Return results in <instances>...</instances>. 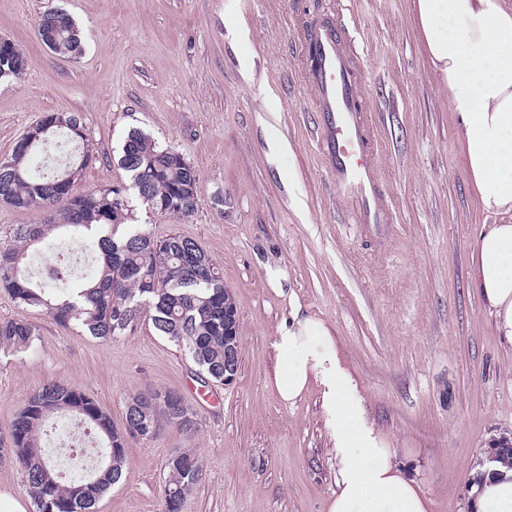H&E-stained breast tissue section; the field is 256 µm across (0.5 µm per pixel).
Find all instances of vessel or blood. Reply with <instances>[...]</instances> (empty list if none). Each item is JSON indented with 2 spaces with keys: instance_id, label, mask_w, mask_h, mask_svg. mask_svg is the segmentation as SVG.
Segmentation results:
<instances>
[{
  "instance_id": "obj_1",
  "label": "vessel or blood",
  "mask_w": 512,
  "mask_h": 512,
  "mask_svg": "<svg viewBox=\"0 0 512 512\" xmlns=\"http://www.w3.org/2000/svg\"><path fill=\"white\" fill-rule=\"evenodd\" d=\"M358 30L343 15L315 18L304 33L303 77L314 95L317 145L352 223L392 228L376 128L357 52Z\"/></svg>"
}]
</instances>
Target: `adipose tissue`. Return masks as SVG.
Masks as SVG:
<instances>
[{
  "mask_svg": "<svg viewBox=\"0 0 512 512\" xmlns=\"http://www.w3.org/2000/svg\"><path fill=\"white\" fill-rule=\"evenodd\" d=\"M420 43L448 89L463 146L464 172L496 224L480 233L472 284L512 343V0H412ZM274 383L292 405L321 392L336 458V488L327 512H432L395 451L369 419L361 387L324 322L293 314L274 339ZM470 512H512V468L485 452L473 471Z\"/></svg>",
  "mask_w": 512,
  "mask_h": 512,
  "instance_id": "obj_1",
  "label": "adipose tissue"
}]
</instances>
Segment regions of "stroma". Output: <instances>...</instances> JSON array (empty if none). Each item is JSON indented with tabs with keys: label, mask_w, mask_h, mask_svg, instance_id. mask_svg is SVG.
<instances>
[{
	"label": "stroma",
	"mask_w": 512,
	"mask_h": 512,
	"mask_svg": "<svg viewBox=\"0 0 512 512\" xmlns=\"http://www.w3.org/2000/svg\"><path fill=\"white\" fill-rule=\"evenodd\" d=\"M66 11L83 52H51L37 32ZM341 10L359 31L381 164L397 212L386 241L344 223L317 151L301 78L304 17ZM0 38L31 66L0 84V158L43 114L79 113L95 157L80 190L128 182L130 129L150 134L200 176L192 216L134 210L155 239L197 241L235 298L239 369L202 385L185 352L151 321L104 341L63 329L0 292V323L39 338L0 350V442L30 395L62 379L115 426L134 393L175 389L197 426L126 439L121 482L98 512H162L168 456L195 452L205 475L184 512H326L336 461L320 394L295 405L274 386L273 340L293 309L324 321L363 389L377 430L433 512H468L467 479L485 449L512 441V346L472 286L475 241L491 224L473 193L410 0H0Z\"/></svg>",
	"instance_id": "obj_1"
}]
</instances>
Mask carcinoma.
I'll list each match as a JSON object with an SVG mask.
<instances>
[{"label": "carcinoma", "mask_w": 512, "mask_h": 512, "mask_svg": "<svg viewBox=\"0 0 512 512\" xmlns=\"http://www.w3.org/2000/svg\"><path fill=\"white\" fill-rule=\"evenodd\" d=\"M38 35L53 34L50 50L63 57L82 52L73 19L62 10L39 16ZM30 61L14 42L0 40V82L20 79ZM77 112H47L29 128L10 157L0 161V201L38 215L34 224H18L14 240L0 244V290L21 309H40L67 330L112 340L132 333L142 319L183 348L197 371L212 383L224 381V357L238 355L237 306L224 278L202 246L171 235L156 241L146 230H132L128 191L135 190L144 208L161 214L191 216L198 202L200 178L184 157L164 148L150 135L132 129L118 163L128 173L127 186L79 191L83 170L93 160L92 147ZM79 144L64 167L38 177L32 161L51 141ZM96 226L91 244L99 253L96 276L68 283L58 277L33 279L26 261L41 249L49 231L60 227ZM38 336L25 319L0 323V349L30 347ZM140 394L127 398V433L155 439L164 426L189 429L195 414L183 404L176 409L134 407ZM72 412L92 425L105 454L91 472L62 476L48 459L39 433L48 417ZM10 447L0 457L25 473L35 512H97L100 498L123 476V436L88 394L64 380L47 382L32 394L9 425ZM163 512H182L188 495L202 481L204 467L196 454L168 459Z\"/></svg>", "instance_id": "cac0c4a2"}]
</instances>
